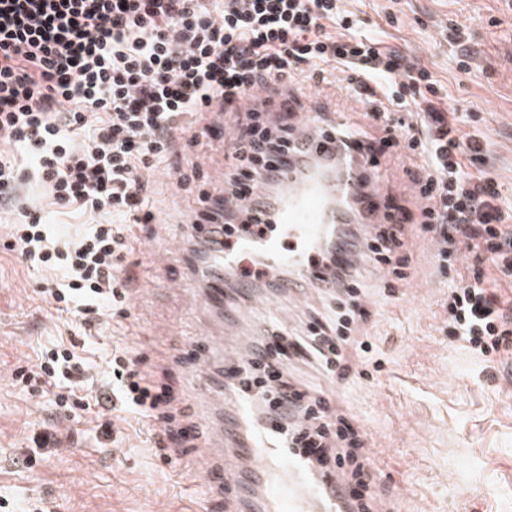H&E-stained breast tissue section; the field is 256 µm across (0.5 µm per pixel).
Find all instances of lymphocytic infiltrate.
<instances>
[{
	"mask_svg": "<svg viewBox=\"0 0 512 512\" xmlns=\"http://www.w3.org/2000/svg\"><path fill=\"white\" fill-rule=\"evenodd\" d=\"M336 80L365 105L364 121L350 127L317 112L319 134L372 163L390 148L412 156L417 212L399 207L392 223L367 235L344 227L327 239L318 249L325 309L309 312L301 331L260 336L246 362L225 366L224 387L311 468L347 469L345 497L370 508L365 432L288 367L311 359L331 376L347 347L372 352L354 336L368 314L367 284L342 255L362 248L386 290L402 287L414 223L450 281L445 333L483 362H512V202L478 113L461 112L429 69L387 46L343 0H0V211L12 217L0 246L40 271L43 301L81 328L128 318L132 228L156 222L151 178L177 141L195 145L196 127L214 132L215 113L232 125L224 193L208 199L203 216L222 229L227 248L264 236L261 216L288 173L292 126L241 106L273 86ZM260 180L268 196L225 207V196H245ZM31 185L40 197H28ZM52 212L77 222L57 231ZM106 365L109 386L86 403L74 397L87 378L75 344H51L14 378L33 393L61 384L54 404L67 411L154 422V454L171 463L173 450L195 439L191 425L176 422L174 388L127 344L113 342Z\"/></svg>",
	"mask_w": 512,
	"mask_h": 512,
	"instance_id": "lymphocytic-infiltrate-1",
	"label": "lymphocytic infiltrate"
}]
</instances>
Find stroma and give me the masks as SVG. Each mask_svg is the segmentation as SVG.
<instances>
[{
    "label": "stroma",
    "mask_w": 512,
    "mask_h": 512,
    "mask_svg": "<svg viewBox=\"0 0 512 512\" xmlns=\"http://www.w3.org/2000/svg\"><path fill=\"white\" fill-rule=\"evenodd\" d=\"M385 4L347 0L346 7L376 22L387 45L417 59L452 97L479 113L503 192L512 198V0H405L395 23L385 18ZM451 19L467 27L473 60L466 74L458 72L455 48L442 33ZM288 98L299 119L326 112L337 122H357L364 110L341 82L293 89ZM191 159L203 163L209 178L185 192L176 175ZM379 161L378 178L394 204L411 206L412 161L394 152ZM154 181L151 204L160 221L133 228L129 269L135 290L132 315L123 322L126 341L145 352L155 372L167 375L189 422L209 439L233 410L216 411L197 393L190 342L209 344L217 374L233 351V335L274 314L300 330L307 308L321 307L323 299L314 288L303 304L268 294L208 307L203 265L173 239L187 214L200 209L201 194H217L224 183L221 142L204 137L177 150ZM408 245L414 272L397 295L381 289L377 269L365 271L369 315L358 333L372 343L380 371L362 377L363 355L353 349L340 375L326 376L310 360L295 362L291 371L304 386L332 394L366 432L377 499L389 512H512V401L502 387L512 366L483 367L442 335L447 286L427 239L416 234ZM40 278L0 252V500L8 499L15 512H24L32 497L51 502L56 512H224L223 484L203 478L218 464L204 459L201 449H177L175 464L165 465L151 449L150 422L131 418L119 422L114 447L101 452L96 436L103 417L68 416L57 409L52 392L32 395L14 383V368L34 363L62 337L82 346L95 385L107 380L99 366L112 348L111 327L84 334L41 300ZM46 426L59 441L32 454V438ZM31 454L32 464L26 461Z\"/></svg>",
    "instance_id": "stroma-1"
}]
</instances>
